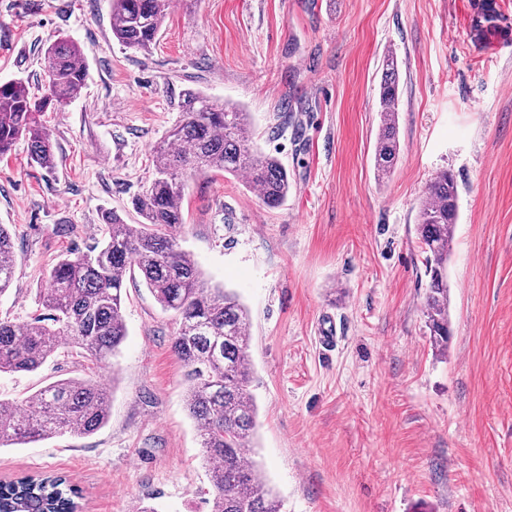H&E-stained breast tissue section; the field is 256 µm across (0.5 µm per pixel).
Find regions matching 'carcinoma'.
<instances>
[{
	"mask_svg": "<svg viewBox=\"0 0 512 512\" xmlns=\"http://www.w3.org/2000/svg\"><path fill=\"white\" fill-rule=\"evenodd\" d=\"M172 0H110L112 37L146 52L156 41ZM47 89L42 95L24 79L0 84V155L23 139L30 159L51 170L55 156L42 116L78 98L88 79L84 50L56 40L44 51ZM399 70L389 57L380 85V120L374 153L377 175H389L400 151ZM181 118L153 149L156 175L134 201L141 217L127 224L114 214L104 242L67 257L47 272L40 298L47 316L27 322L0 318V373L33 372L68 341L82 356L102 361L115 355L127 336L122 293L127 278L141 277L158 303L179 319L172 349L188 367L186 405L208 465L210 512H282L262 469L245 458L257 428L251 391L250 320L236 292L212 287L197 263L164 233L183 223L187 172L243 174L260 201L276 208L288 199V170L281 160L253 145L249 113L187 88ZM457 221V187L443 170L426 187L418 214L425 254V318L432 345L448 350L449 241ZM16 256L10 231L0 224V296L11 285ZM109 417V396L90 380L67 379L33 395L25 406L0 401V447L37 442L56 434L91 435ZM79 490L66 477L25 476L0 484V512H77Z\"/></svg>",
	"mask_w": 512,
	"mask_h": 512,
	"instance_id": "cac0c4a2",
	"label": "carcinoma"
}]
</instances>
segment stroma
I'll return each instance as SVG.
<instances>
[{"mask_svg":"<svg viewBox=\"0 0 512 512\" xmlns=\"http://www.w3.org/2000/svg\"><path fill=\"white\" fill-rule=\"evenodd\" d=\"M59 38L84 49L89 78L44 115L53 170L23 140L0 156L17 260L0 317L42 314L47 271L100 243L106 214L138 222L132 201L183 89L237 103L257 147L287 167V201L270 209L242 178L191 173L168 233L249 311V455L282 512H512V0H174L146 53L113 39L109 0H0V83L44 86L43 50ZM390 55L400 157L381 178ZM441 170L458 192L444 353L425 324L417 233ZM123 316L107 360L63 347L37 371L0 374V400L18 405L60 379L110 393L95 434L0 448V479L64 475L82 512H134L146 497L161 512H209L187 368L171 350L177 318L137 277Z\"/></svg>","mask_w":512,"mask_h":512,"instance_id":"1","label":"stroma"}]
</instances>
